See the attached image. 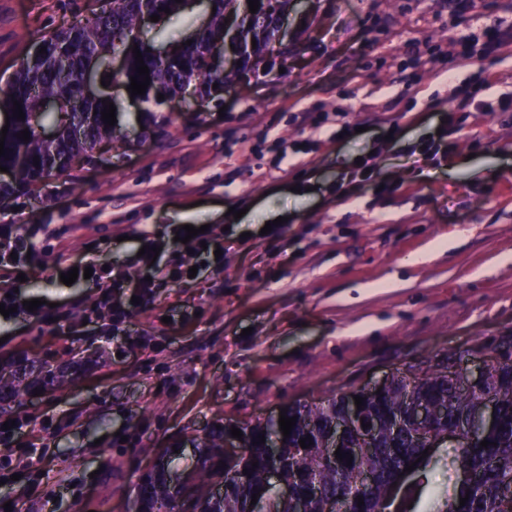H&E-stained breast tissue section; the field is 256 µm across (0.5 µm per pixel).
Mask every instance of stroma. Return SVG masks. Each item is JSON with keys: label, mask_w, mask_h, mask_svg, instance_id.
I'll use <instances>...</instances> for the list:
<instances>
[{"label": "stroma", "mask_w": 512, "mask_h": 512, "mask_svg": "<svg viewBox=\"0 0 512 512\" xmlns=\"http://www.w3.org/2000/svg\"><path fill=\"white\" fill-rule=\"evenodd\" d=\"M95 3L0 0V91ZM508 23L512 0L459 19L449 0H303L287 42L201 110L129 113L125 138L70 174L0 195V225H21L34 252L16 299L40 302L0 315V381L66 377L0 402V512H129L146 449L178 447L190 469L220 422L512 336V46L439 74L471 33ZM487 71L445 159L412 179L410 147ZM361 157L373 179L355 175ZM279 217L281 236L262 235ZM182 224L223 226L233 247L123 323L94 283L60 280L57 265L89 259L136 277L144 230L162 259L198 263L174 240Z\"/></svg>", "instance_id": "1"}]
</instances>
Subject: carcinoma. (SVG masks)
<instances>
[{
    "instance_id": "1",
    "label": "carcinoma",
    "mask_w": 512,
    "mask_h": 512,
    "mask_svg": "<svg viewBox=\"0 0 512 512\" xmlns=\"http://www.w3.org/2000/svg\"><path fill=\"white\" fill-rule=\"evenodd\" d=\"M113 2L114 7L92 20L72 23L46 39L48 54L22 63L9 89L0 94V110L13 114L16 100L25 113L21 120L12 118L13 135L5 139V155L0 156V166L14 171L9 188L30 190L52 172L65 176L73 156L93 150L102 140L122 138L116 127L102 120L105 102L114 101L112 94L102 93L93 100L79 97L86 70L127 87L132 76L143 80L132 53L138 48L150 77V85L138 99L158 107V94L174 97L190 85L204 97L213 84L224 86L234 76L232 71L210 70L209 59L231 43L238 49L242 66L258 63L268 43L279 37L281 17L289 7V0H259V9L252 14L247 0H212L216 12L211 23L191 44L177 45L181 50L177 59L164 63L154 57V39L140 26L142 0ZM228 14L238 19L234 33L224 27ZM115 52L124 55L126 68L110 77L107 60ZM45 99L56 101L58 109H43ZM46 125L57 127V135L44 145L38 128ZM25 129L30 132L28 141L17 137ZM494 352L496 357L477 388L470 387L465 374L451 370L454 360L461 357L458 353L445 363L428 361L414 368L417 384L412 387L399 376L378 396L364 397L355 418L346 415L347 402L357 395L354 389L314 402L288 404L286 416L296 417L290 436L283 437L277 417L245 423L240 426L243 452L235 459L224 458V428L211 429L194 446L198 477L188 487L193 512H252L254 493L267 502L270 512H290L288 501L278 497L268 481L272 461L266 444L259 442L261 435L280 441V479L308 500V512H323L328 499L336 500L344 512H498L503 489L512 485V340H503ZM487 398L495 400L497 415L492 424L479 425L476 419ZM413 400L446 407L443 417L434 418L437 427H469L467 442L455 451V463L476 472V483L455 480L443 490L427 493L426 478L448 449L427 448L424 434L431 426L413 420L409 410ZM339 420L345 423L340 449H360L350 465L336 458L325 442ZM361 422L374 429L372 448H361ZM307 436L312 445L303 448L299 440ZM484 440L491 445L480 446ZM254 462L258 463L255 468ZM410 464L423 474L422 484L409 483L403 469ZM175 469V458L167 449L158 455L153 469L140 475L134 488L140 512H160L170 495ZM245 469L249 474L243 473ZM362 469L371 474L368 484L359 480ZM465 496L468 501L461 507L459 498ZM360 497L364 505L359 507Z\"/></svg>"
}]
</instances>
